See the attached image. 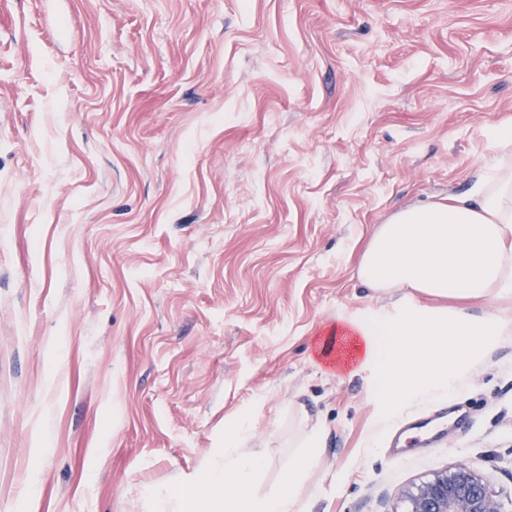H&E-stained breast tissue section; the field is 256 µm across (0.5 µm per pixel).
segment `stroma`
Segmentation results:
<instances>
[{
	"mask_svg": "<svg viewBox=\"0 0 512 512\" xmlns=\"http://www.w3.org/2000/svg\"><path fill=\"white\" fill-rule=\"evenodd\" d=\"M512 121V0H0V512H141L246 418L303 512H402L465 464L512 505V342L433 445L370 432L321 353L400 209L465 191ZM39 456L38 474L30 459Z\"/></svg>",
	"mask_w": 512,
	"mask_h": 512,
	"instance_id": "35a3bbf8",
	"label": "stroma"
}]
</instances>
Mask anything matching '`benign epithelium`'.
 Wrapping results in <instances>:
<instances>
[{"label": "benign epithelium", "instance_id": "obj_1", "mask_svg": "<svg viewBox=\"0 0 512 512\" xmlns=\"http://www.w3.org/2000/svg\"><path fill=\"white\" fill-rule=\"evenodd\" d=\"M403 498L405 512H505L502 503L464 464L405 490Z\"/></svg>", "mask_w": 512, "mask_h": 512}]
</instances>
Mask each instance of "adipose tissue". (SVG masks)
I'll return each mask as SVG.
<instances>
[{"instance_id":"1","label":"adipose tissue","mask_w":512,"mask_h":512,"mask_svg":"<svg viewBox=\"0 0 512 512\" xmlns=\"http://www.w3.org/2000/svg\"><path fill=\"white\" fill-rule=\"evenodd\" d=\"M357 274L372 293H399L391 306L352 319L365 342L358 370L380 404L378 436L410 403L455 393L491 351L512 341V318L482 309L490 299L512 301V168L497 165L467 193L391 215ZM324 439L322 428L309 431L277 485L264 491L266 451L247 449L248 427L238 421L193 473L164 490H141L144 512H300L297 490Z\"/></svg>"}]
</instances>
